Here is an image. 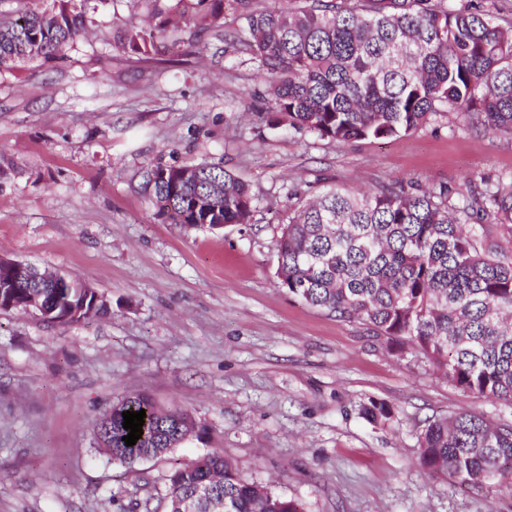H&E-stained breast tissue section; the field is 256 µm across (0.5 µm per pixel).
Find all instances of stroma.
I'll use <instances>...</instances> for the list:
<instances>
[{
	"label": "stroma",
	"instance_id": "1",
	"mask_svg": "<svg viewBox=\"0 0 512 512\" xmlns=\"http://www.w3.org/2000/svg\"><path fill=\"white\" fill-rule=\"evenodd\" d=\"M167 0H92L54 59L0 69V255L69 273L111 312L65 324L0 311V512H163L167 477L223 452L304 512H512V491L460 490L417 465L428 421L512 408L464 392L366 326L288 294L276 242L294 201L329 184L451 188L512 173V138L449 117L338 143L259 118L267 84L222 38L177 31L149 61L115 41ZM224 166L250 223L186 229L143 188L153 165ZM145 392L197 433L160 459L112 461L95 424ZM387 403L388 423L364 414Z\"/></svg>",
	"mask_w": 512,
	"mask_h": 512
}]
</instances>
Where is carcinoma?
<instances>
[{
  "label": "carcinoma",
  "instance_id": "obj_1",
  "mask_svg": "<svg viewBox=\"0 0 512 512\" xmlns=\"http://www.w3.org/2000/svg\"><path fill=\"white\" fill-rule=\"evenodd\" d=\"M91 0H54L0 20V67L58 56L83 29ZM175 17L209 30L224 12L240 21L224 50L250 55L267 77L269 121L339 143L388 139L449 112L512 138V28L474 0H298L258 9L254 0H172ZM172 18L130 30L125 53L147 59ZM146 188L157 212L187 229L246 224L248 184L219 164L156 165ZM512 179L419 188L402 181L360 191L329 185L294 210L276 243V276L306 304L356 320L391 349L444 369L461 389L512 407ZM44 308L80 318L109 309L75 286L31 283ZM145 410L143 434L125 445L122 412ZM192 417L145 393L124 397L97 422L98 445L125 465L171 453L195 432ZM418 465L453 485L512 490V426L472 413L428 423ZM223 478L224 512H302L301 505L239 476L220 453L168 476L166 512Z\"/></svg>",
  "mask_w": 512,
  "mask_h": 512
}]
</instances>
